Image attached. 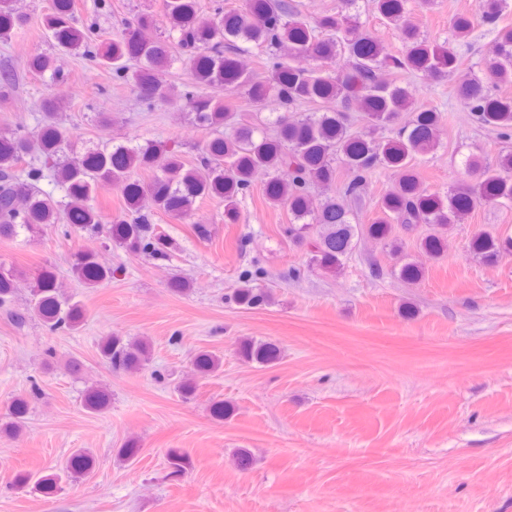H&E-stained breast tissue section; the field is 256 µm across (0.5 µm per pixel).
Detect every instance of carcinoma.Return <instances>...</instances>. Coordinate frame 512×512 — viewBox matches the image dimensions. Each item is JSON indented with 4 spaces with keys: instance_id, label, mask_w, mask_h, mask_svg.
<instances>
[{
    "instance_id": "cac0c4a2",
    "label": "carcinoma",
    "mask_w": 512,
    "mask_h": 512,
    "mask_svg": "<svg viewBox=\"0 0 512 512\" xmlns=\"http://www.w3.org/2000/svg\"><path fill=\"white\" fill-rule=\"evenodd\" d=\"M358 0H342L344 8L313 19L305 16L295 0H244L240 9H224L215 0L211 12H202L199 0H165L168 33H157L153 16L139 15L121 36L101 38L91 25L78 26L76 0H52L42 20L50 53L31 56L28 68L54 80L62 76L60 59L75 56L107 69L134 90L145 106L155 110L177 106L194 115L209 130L198 157L187 163L172 148L153 141L136 144H93L82 156L66 158L70 147L68 130L60 117L62 102L47 98L43 118L34 132L0 131V238L43 226L61 229L65 236L94 230L107 223V239L131 255L150 253L166 257L175 249L173 240L157 231L159 214L189 220L196 203L206 198L224 202L222 219L236 224L240 203L250 192L255 176H267L263 186L266 203L288 212L284 234L289 241L307 244L309 267L336 275L361 237L376 240L399 257L405 237L429 259L443 257L448 247V229L462 223L477 207L512 206V149L501 151L491 163L477 153L463 161L466 175H479L470 184L459 180L444 193L427 191L420 181L417 158L439 147L435 131L442 115L431 107H418L406 77L422 74L456 78L458 101L478 123L512 138V24L503 22L509 0H480L479 14H460L451 20L450 37L440 43L422 35L410 21L411 0H371L373 13L399 31V55L383 53L376 39L363 29L359 18L347 12ZM11 0H0V39L6 40L20 24ZM495 34L498 54L486 66L485 77L474 72L460 74L457 48H472L477 27ZM257 51L258 70H247L239 56ZM306 56L318 61L297 67L294 60ZM190 64L191 81L177 88L163 87L155 71L181 58ZM224 87L239 90L258 105L273 97L285 108L266 121L256 122L207 90ZM15 79L0 71V106L13 97ZM356 100L361 105L364 130L353 129L344 108ZM313 106V112L299 108ZM409 119L399 123L401 114ZM32 156L25 174H16L22 161ZM378 168L395 171L396 181L378 201L377 216L369 224L356 221L352 203L359 200ZM51 170L65 191L56 200L40 190L44 170ZM148 173L144 182L138 174ZM105 187L120 190L123 211L109 217L90 204ZM322 191L318 205L313 192ZM469 251L487 265L512 252V236L493 230L475 233ZM74 277L85 288H96L112 278L95 251L84 250L71 264ZM411 285L422 281L425 267L406 261L394 269ZM257 275L246 273L232 300L253 308L268 300L266 290L254 285ZM17 275L0 271V306L14 295ZM30 313L51 331H77L83 320L82 305L58 290L54 277L40 274L30 285ZM101 361L111 368L137 370L150 356L149 343L109 334L98 344ZM238 356L247 363L269 365L279 360L280 347L273 341L243 340ZM221 366L217 355L198 351L192 360L193 374L207 376ZM111 393L91 386L83 395L84 408L104 411ZM29 402L14 398L8 407L4 432L22 429ZM168 476L178 477L190 466L189 456L178 448L166 453ZM92 460L83 450L74 451L58 470L33 477L21 474L20 488L47 495L63 478L77 479L90 470Z\"/></svg>"
}]
</instances>
